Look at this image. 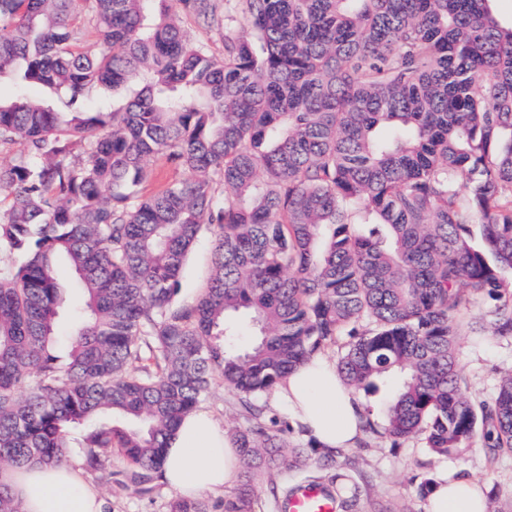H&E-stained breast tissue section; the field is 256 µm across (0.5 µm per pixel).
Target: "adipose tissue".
I'll use <instances>...</instances> for the list:
<instances>
[{"label":"adipose tissue","instance_id":"ef3b65f1","mask_svg":"<svg viewBox=\"0 0 512 512\" xmlns=\"http://www.w3.org/2000/svg\"><path fill=\"white\" fill-rule=\"evenodd\" d=\"M323 450L354 447L364 433L358 395L339 377L335 365L314 356L279 383L275 394ZM238 451L223 427L205 410L185 415L164 451L161 478L176 494L194 499L233 486ZM20 512H106L108 505L86 482L81 462L62 466L32 463L0 471ZM479 485L467 478L442 480L430 512H488Z\"/></svg>","mask_w":512,"mask_h":512}]
</instances>
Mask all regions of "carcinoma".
<instances>
[{
	"mask_svg": "<svg viewBox=\"0 0 512 512\" xmlns=\"http://www.w3.org/2000/svg\"><path fill=\"white\" fill-rule=\"evenodd\" d=\"M241 2L216 56L169 0H0V144L23 146L0 166V253L26 255L0 268V461L60 466L81 448L99 471L116 450L117 484L148 493L218 378L251 421L224 512H253L254 472L289 432L264 397L342 336L349 385L401 376L394 442L511 452L512 374L476 406L457 349L479 299L512 340V25L492 0ZM80 3L93 53L74 50ZM134 79L119 105L87 98ZM158 155L184 177L134 199ZM206 228L211 277L181 300ZM62 264L82 293L65 371L48 348ZM333 496L358 512L357 494Z\"/></svg>",
	"mask_w": 512,
	"mask_h": 512,
	"instance_id": "cac0c4a2",
	"label": "carcinoma"
}]
</instances>
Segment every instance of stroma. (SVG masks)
<instances>
[{
	"label": "stroma",
	"mask_w": 512,
	"mask_h": 512,
	"mask_svg": "<svg viewBox=\"0 0 512 512\" xmlns=\"http://www.w3.org/2000/svg\"><path fill=\"white\" fill-rule=\"evenodd\" d=\"M171 7L180 12L181 24L190 39L204 45L210 52H224L225 35L240 30V0H213V13L201 20L182 11L180 0ZM211 274V234L203 232L188 255L181 278L180 297L192 298L205 287ZM488 303H472L462 315V336L458 350V366L466 380V395L474 404L489 402L495 395L500 378L512 373V341L493 336L488 324ZM396 378H389L373 394L361 393L364 412L371 422L362 442L345 450L338 458L345 472L363 490V512H429L430 504L419 494L423 479L435 480L445 476L463 475L477 481L483 494L492 498L493 512H512V451L491 456L480 446L445 457L433 456L423 437L393 443L385 432L383 410L394 393ZM201 405L209 410L228 433L246 428L248 422L237 396L214 383ZM303 451L302 464L288 471L269 469L255 478L260 502L256 512H280L274 503L271 489L282 484L304 482L322 457L321 451L308 445V438L293 432L283 455L292 449ZM87 478L107 502L110 512H170L176 496L164 484H157L148 494L124 489L110 482L101 473H88Z\"/></svg>",
	"instance_id": "obj_1"
}]
</instances>
